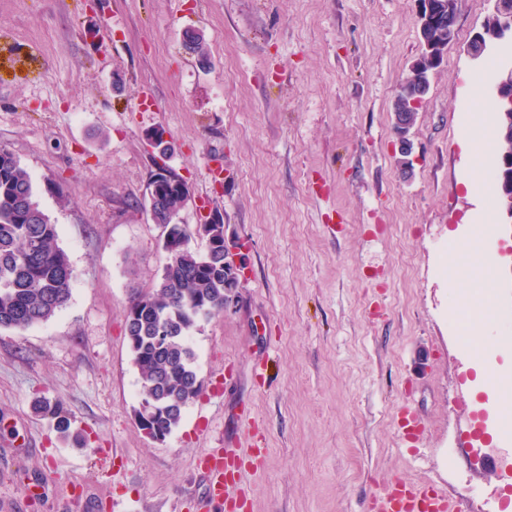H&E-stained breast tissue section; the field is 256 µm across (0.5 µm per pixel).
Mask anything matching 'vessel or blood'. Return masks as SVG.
I'll list each match as a JSON object with an SVG mask.
<instances>
[{"mask_svg": "<svg viewBox=\"0 0 512 512\" xmlns=\"http://www.w3.org/2000/svg\"><path fill=\"white\" fill-rule=\"evenodd\" d=\"M243 465L242 456L227 459L213 454L207 466V492L210 501L222 503L228 500L230 490ZM454 498L433 488L395 480L382 492L372 497L370 512H457Z\"/></svg>", "mask_w": 512, "mask_h": 512, "instance_id": "obj_1", "label": "vessel or blood"}]
</instances>
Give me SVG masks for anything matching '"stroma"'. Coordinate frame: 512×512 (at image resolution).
<instances>
[{"label":"stroma","mask_w":512,"mask_h":512,"mask_svg":"<svg viewBox=\"0 0 512 512\" xmlns=\"http://www.w3.org/2000/svg\"><path fill=\"white\" fill-rule=\"evenodd\" d=\"M487 13L460 0L404 168L392 106L421 49L416 0H0V146L72 268L55 318L0 330V512H226L207 501L208 448L245 455L231 494L248 512H369L395 478L461 512L512 491V342L464 339L470 282L450 273L467 256L447 249L487 209L464 187L460 140L475 134L483 186L496 167L481 135L497 126L492 88L469 84L484 67L463 52ZM158 128L192 197L190 247L204 251L207 213L248 266L233 305L191 332L204 390L161 443L134 419L124 330L162 265L147 209ZM41 396L82 444L36 411ZM405 403L425 420L412 443Z\"/></svg>","instance_id":"obj_1"}]
</instances>
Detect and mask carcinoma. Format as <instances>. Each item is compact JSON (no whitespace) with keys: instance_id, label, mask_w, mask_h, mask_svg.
Returning <instances> with one entry per match:
<instances>
[{"instance_id":"obj_1","label":"carcinoma","mask_w":512,"mask_h":512,"mask_svg":"<svg viewBox=\"0 0 512 512\" xmlns=\"http://www.w3.org/2000/svg\"><path fill=\"white\" fill-rule=\"evenodd\" d=\"M184 47L206 57L202 38L188 31ZM496 202L512 196V168L498 165ZM157 187V224L170 227L163 261L151 290L136 294L125 312L132 362L139 373L140 406L134 415L152 439H166L185 409L202 394L204 381L196 366L190 332L200 320L223 313L224 291L235 286L231 255L224 253V225L209 220L197 225L207 249L189 246L180 224H170L183 208L187 185L161 167ZM71 267L58 245L57 226L35 199L30 173L6 147L0 146V329L25 331L44 324L70 299ZM43 413L69 433L67 413L56 403L40 400Z\"/></svg>"}]
</instances>
